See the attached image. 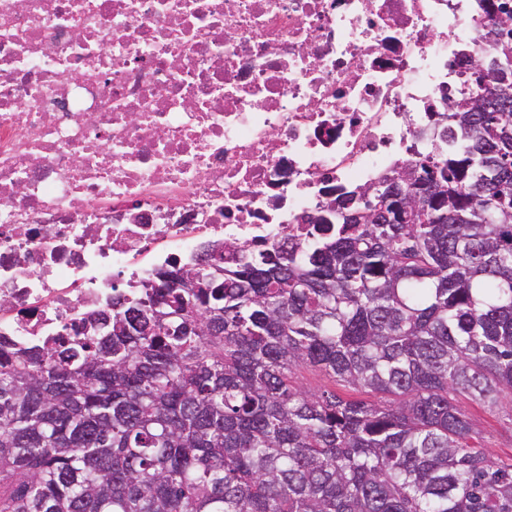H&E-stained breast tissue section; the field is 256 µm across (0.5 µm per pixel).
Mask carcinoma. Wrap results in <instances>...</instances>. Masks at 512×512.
Listing matches in <instances>:
<instances>
[{
    "label": "carcinoma",
    "instance_id": "cac0c4a2",
    "mask_svg": "<svg viewBox=\"0 0 512 512\" xmlns=\"http://www.w3.org/2000/svg\"><path fill=\"white\" fill-rule=\"evenodd\" d=\"M497 57L512 25L490 30ZM443 115L364 219L210 288H143L109 321L0 350V512H512V463L465 396L512 411V112ZM316 367L380 403L291 382Z\"/></svg>",
    "mask_w": 512,
    "mask_h": 512
}]
</instances>
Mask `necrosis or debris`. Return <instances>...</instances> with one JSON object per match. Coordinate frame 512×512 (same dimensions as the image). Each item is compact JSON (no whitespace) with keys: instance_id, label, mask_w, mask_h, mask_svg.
Returning <instances> with one entry per match:
<instances>
[{"instance_id":"obj_1","label":"necrosis or debris","mask_w":512,"mask_h":512,"mask_svg":"<svg viewBox=\"0 0 512 512\" xmlns=\"http://www.w3.org/2000/svg\"><path fill=\"white\" fill-rule=\"evenodd\" d=\"M487 24L480 0H0V335L305 241L477 93Z\"/></svg>"}]
</instances>
